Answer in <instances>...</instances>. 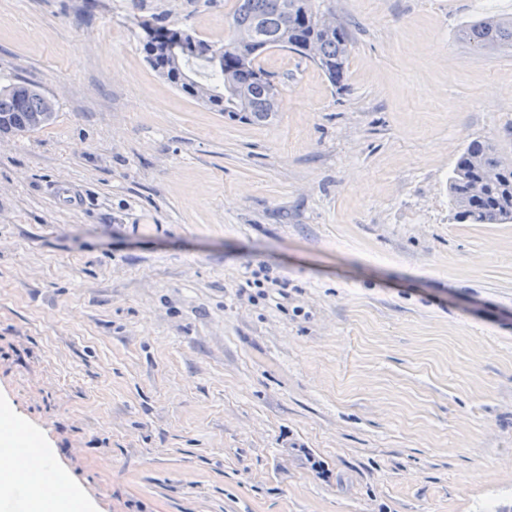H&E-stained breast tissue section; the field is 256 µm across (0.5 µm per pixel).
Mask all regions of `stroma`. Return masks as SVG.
<instances>
[{"label":"stroma","mask_w":512,"mask_h":512,"mask_svg":"<svg viewBox=\"0 0 512 512\" xmlns=\"http://www.w3.org/2000/svg\"><path fill=\"white\" fill-rule=\"evenodd\" d=\"M345 89L298 55L265 124L147 64L140 21L223 40L234 0H0V403L93 512H512V223L458 222L512 159V0H325ZM462 35L478 50L512 45V17L484 16L467 25ZM25 83V82H23ZM27 86L17 88V84H9L0 88V125L7 124L12 130L18 132H33L49 124L54 114L42 125L40 123L51 112H43L46 96L39 87L25 83ZM474 183L482 187L477 196L470 190ZM449 194L460 222L512 223V161L503 157L490 141L473 139L457 160Z\"/></svg>","instance_id":"stroma-1"}]
</instances>
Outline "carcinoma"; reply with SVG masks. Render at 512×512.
Returning <instances> with one entry per match:
<instances>
[{
  "label": "carcinoma",
  "instance_id": "cac0c4a2",
  "mask_svg": "<svg viewBox=\"0 0 512 512\" xmlns=\"http://www.w3.org/2000/svg\"><path fill=\"white\" fill-rule=\"evenodd\" d=\"M236 0L234 32L221 43L195 37L188 31L178 34L195 51L173 56L164 45L143 44L149 66L168 83L189 97H195L193 66L200 64L212 79V95L205 105L233 120L263 121L277 112L281 89L270 90L261 82L266 71L260 66L262 55L272 49L288 48L307 57L305 45H318L317 55L309 58L333 86L347 80L349 40L345 27L332 15L316 7L317 0ZM245 31L249 40L242 42ZM473 46L498 49L512 45V17L484 16L462 30ZM45 95L29 84L0 88V123L18 132H33L41 126L33 123L35 114L44 111ZM481 184L475 196L471 186ZM449 194L458 220L472 224L512 223V161L503 157L490 141L476 138L469 142L457 160L449 182Z\"/></svg>",
  "mask_w": 512,
  "mask_h": 512
}]
</instances>
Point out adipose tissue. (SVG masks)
Instances as JSON below:
<instances>
[{
  "label": "adipose tissue",
  "mask_w": 512,
  "mask_h": 512,
  "mask_svg": "<svg viewBox=\"0 0 512 512\" xmlns=\"http://www.w3.org/2000/svg\"><path fill=\"white\" fill-rule=\"evenodd\" d=\"M40 442L13 411L0 407V512H90L79 485L61 469H54L34 493L20 481L17 457L24 449L38 448L41 459H51V449ZM62 481L68 484L64 498L58 494Z\"/></svg>",
  "instance_id": "obj_1"
}]
</instances>
